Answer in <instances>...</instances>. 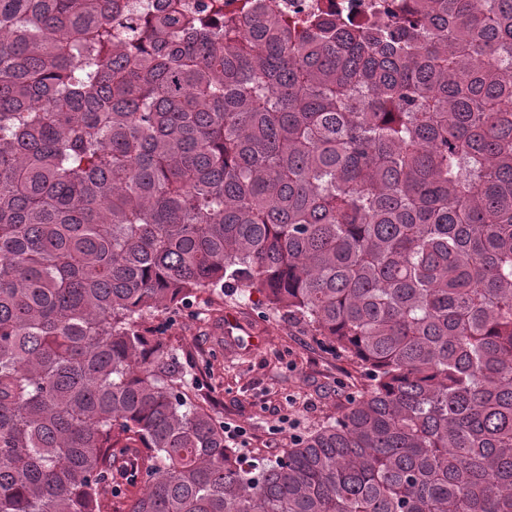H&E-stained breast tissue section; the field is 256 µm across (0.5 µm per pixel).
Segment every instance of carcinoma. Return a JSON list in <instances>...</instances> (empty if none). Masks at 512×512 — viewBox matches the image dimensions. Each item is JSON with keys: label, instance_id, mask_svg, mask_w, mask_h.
I'll return each instance as SVG.
<instances>
[{"label": "carcinoma", "instance_id": "obj_1", "mask_svg": "<svg viewBox=\"0 0 512 512\" xmlns=\"http://www.w3.org/2000/svg\"><path fill=\"white\" fill-rule=\"evenodd\" d=\"M368 383L229 446L216 289ZM0 512H512V0H0ZM268 5H272L276 8L278 5L281 10L289 12L293 10L294 3H300L299 9H302L305 13H321L328 11L341 10L345 6L353 8L350 13L353 15L355 20L364 21L373 15V9L370 8L371 4H375L381 0H300V1H289V0H266ZM352 1V2H351Z\"/></svg>", "mask_w": 512, "mask_h": 512}]
</instances>
